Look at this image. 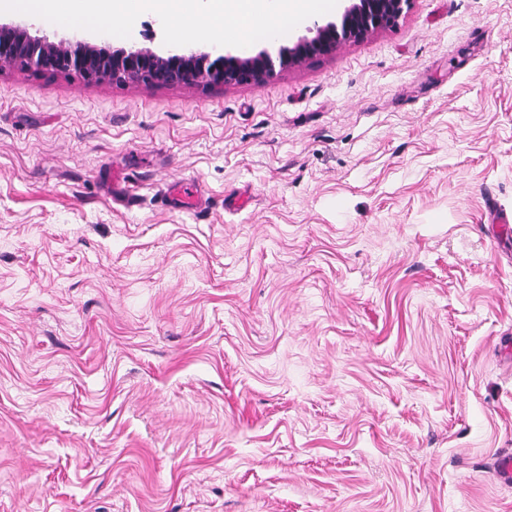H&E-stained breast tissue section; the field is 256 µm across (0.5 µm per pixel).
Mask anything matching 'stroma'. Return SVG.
<instances>
[{
	"label": "stroma",
	"instance_id": "obj_1",
	"mask_svg": "<svg viewBox=\"0 0 512 512\" xmlns=\"http://www.w3.org/2000/svg\"><path fill=\"white\" fill-rule=\"evenodd\" d=\"M504 452L512 0L259 84L0 69V512H512Z\"/></svg>",
	"mask_w": 512,
	"mask_h": 512
}]
</instances>
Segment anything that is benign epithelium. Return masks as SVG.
Returning a JSON list of instances; mask_svg holds the SVG:
<instances>
[{"label":"benign epithelium","mask_w":512,"mask_h":512,"mask_svg":"<svg viewBox=\"0 0 512 512\" xmlns=\"http://www.w3.org/2000/svg\"><path fill=\"white\" fill-rule=\"evenodd\" d=\"M409 0H349L340 21L314 23L277 56L264 51L255 56L224 54L210 59L208 53L172 52L159 55L148 48L109 49L90 42L35 39L27 29L0 24V63L49 73L75 72L89 82H138L150 86L202 84L228 86L258 84L275 71L306 58L330 54L341 42L363 38L374 29L390 25L403 13Z\"/></svg>","instance_id":"7a95c632"}]
</instances>
